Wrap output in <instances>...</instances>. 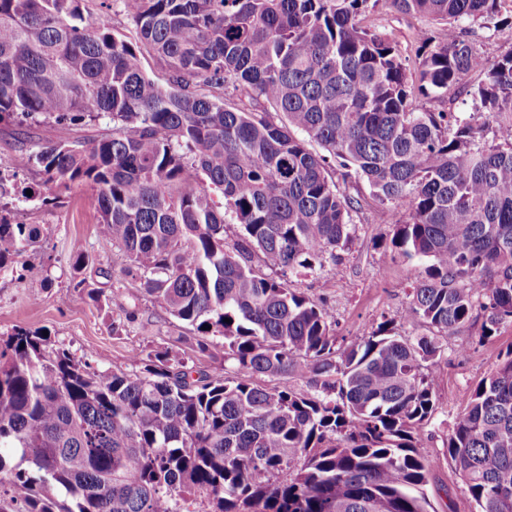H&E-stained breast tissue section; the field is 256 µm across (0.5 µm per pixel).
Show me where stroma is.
I'll list each match as a JSON object with an SVG mask.
<instances>
[{"mask_svg":"<svg viewBox=\"0 0 512 512\" xmlns=\"http://www.w3.org/2000/svg\"><path fill=\"white\" fill-rule=\"evenodd\" d=\"M366 25L396 43L406 57H414L423 36L451 40L464 38L487 57L512 51V25L489 27L480 22L439 23L411 18L380 4L367 14ZM106 120L75 126L52 122L16 125L0 123V176L15 188L0 200L18 224L40 229L35 245L15 257L12 268L0 273V337L15 329L48 332L55 344L82 357L92 368L128 375L139 373L136 352L169 349L188 366L212 376L224 373V341L210 338V352L194 353L188 328L153 309L135 281L124 273L127 255L104 237L99 224L96 192L86 185L48 190L47 200L27 201L17 190L41 187L38 168L16 169V158L41 141H69L98 134ZM360 202L353 215L354 240L342 251L340 263L323 260L321 266L291 274L294 288L318 303L331 306L339 344L371 335L391 321L405 336L428 335L421 322L405 321L409 294L425 263L419 258L390 260L387 251L395 217L374 199L361 182L346 185ZM80 241L87 256L82 273L72 269L71 245ZM99 300L88 297L89 290ZM512 349V324L489 338L480 322L459 330L442 345V356L432 366L435 414L418 428L426 450L435 460L427 494L435 512H475L465 483L447 452L448 433L467 393L496 368Z\"/></svg>","mask_w":512,"mask_h":512,"instance_id":"35a3bbf8","label":"stroma"}]
</instances>
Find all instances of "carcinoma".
Masks as SVG:
<instances>
[{
	"label": "carcinoma",
	"instance_id": "cac0c4a2",
	"mask_svg": "<svg viewBox=\"0 0 512 512\" xmlns=\"http://www.w3.org/2000/svg\"><path fill=\"white\" fill-rule=\"evenodd\" d=\"M80 2L0 0V122L112 128L16 165L97 192L127 274L198 353L224 339V375L195 378L167 350L133 354L134 375L92 371L18 329L0 352V475L27 512H197L200 499L206 512H430L415 430L435 412L441 340L477 309L486 337L512 323V51L428 37L411 77L361 24L379 0H124L132 40ZM388 2L509 22L507 0ZM429 95L475 112H430ZM329 156L397 216L391 258L426 261L405 320L431 335L383 323L340 345L333 310L288 283L353 240L359 201ZM36 238L0 213V272ZM447 448L476 512H512V350L466 396Z\"/></svg>",
	"mask_w": 512,
	"mask_h": 512
}]
</instances>
